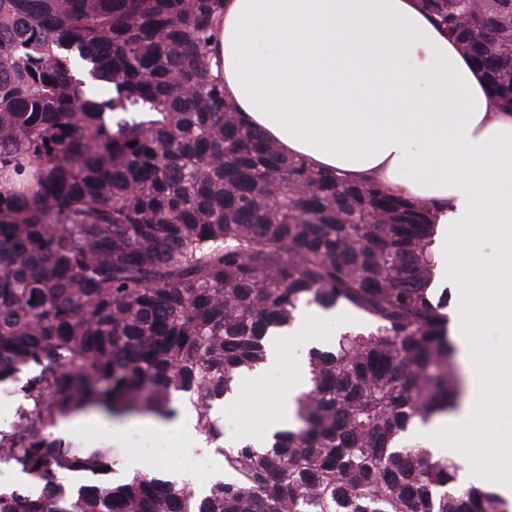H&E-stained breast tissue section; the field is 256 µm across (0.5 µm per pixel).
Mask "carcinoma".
Masks as SVG:
<instances>
[{
	"label": "carcinoma",
	"instance_id": "cac0c4a2",
	"mask_svg": "<svg viewBox=\"0 0 512 512\" xmlns=\"http://www.w3.org/2000/svg\"><path fill=\"white\" fill-rule=\"evenodd\" d=\"M219 2L0 0V388L30 488L0 512H512L404 439L462 389L430 206L252 129L210 70ZM422 5L512 108V0ZM306 307L368 326L308 351L296 425L220 450L228 478H120L55 435L191 409L221 440L217 407Z\"/></svg>",
	"mask_w": 512,
	"mask_h": 512
}]
</instances>
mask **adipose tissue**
<instances>
[{
    "label": "adipose tissue",
    "mask_w": 512,
    "mask_h": 512,
    "mask_svg": "<svg viewBox=\"0 0 512 512\" xmlns=\"http://www.w3.org/2000/svg\"><path fill=\"white\" fill-rule=\"evenodd\" d=\"M211 66L226 98L283 153L434 207L437 268L466 303L457 331L469 396L449 423L432 422L428 447L438 459L478 442L496 449L495 467L463 475L512 500L495 476L512 469V435L498 428L500 404L512 402V109L420 0H224ZM487 319L499 333L491 351L480 343ZM493 381L503 392L489 401ZM308 384L293 364L266 433L294 424Z\"/></svg>",
    "instance_id": "1"
}]
</instances>
